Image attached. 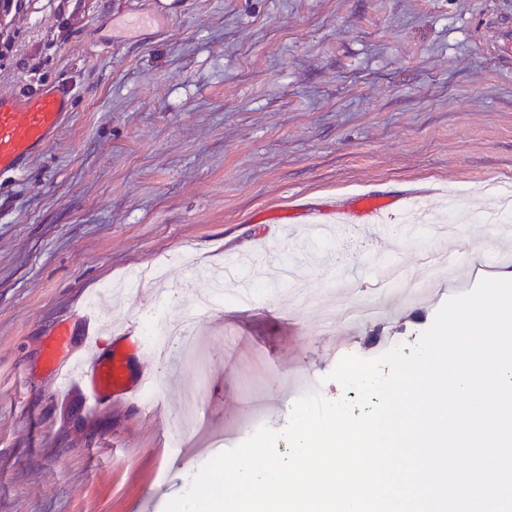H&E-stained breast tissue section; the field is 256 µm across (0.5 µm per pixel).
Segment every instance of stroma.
<instances>
[{
	"label": "stroma",
	"instance_id": "35a3bbf8",
	"mask_svg": "<svg viewBox=\"0 0 512 512\" xmlns=\"http://www.w3.org/2000/svg\"><path fill=\"white\" fill-rule=\"evenodd\" d=\"M11 2L0 86L63 82L74 109L0 179V512H164L252 412L285 428L304 377L356 402L326 379L332 351L410 348L448 298L340 318L376 266L414 275L437 246L413 212L454 199L490 278L512 280L493 264L512 231L480 221L491 183L512 184V0H169L168 23L150 0ZM368 192L391 202L384 227L341 223ZM259 250L289 278L251 276V308L223 303L157 362L149 327L191 315L201 268ZM158 263L161 282L130 283ZM94 332L156 371L161 418L109 395L90 411L67 370ZM165 425L187 450L175 472Z\"/></svg>",
	"mask_w": 512,
	"mask_h": 512
}]
</instances>
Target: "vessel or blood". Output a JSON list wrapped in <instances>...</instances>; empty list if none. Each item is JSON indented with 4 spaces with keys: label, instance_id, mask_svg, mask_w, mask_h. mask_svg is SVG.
Instances as JSON below:
<instances>
[{
    "label": "vessel or blood",
    "instance_id": "b4317fda",
    "mask_svg": "<svg viewBox=\"0 0 512 512\" xmlns=\"http://www.w3.org/2000/svg\"><path fill=\"white\" fill-rule=\"evenodd\" d=\"M72 102L71 90L60 83L0 88V178L23 172L57 140L71 115ZM125 366L123 357L103 354L93 336L85 354L73 361L72 373L74 378L89 381L98 397L106 393L130 397L154 382V374L148 371L141 372L136 381H128Z\"/></svg>",
    "mask_w": 512,
    "mask_h": 512
}]
</instances>
